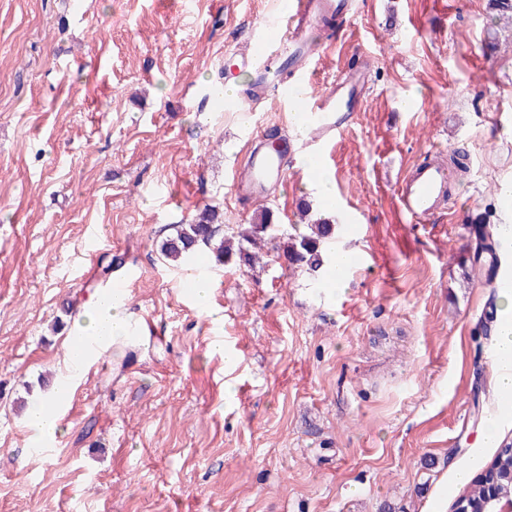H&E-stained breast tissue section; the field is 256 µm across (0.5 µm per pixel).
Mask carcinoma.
<instances>
[{
	"label": "carcinoma",
	"instance_id": "1",
	"mask_svg": "<svg viewBox=\"0 0 512 512\" xmlns=\"http://www.w3.org/2000/svg\"><path fill=\"white\" fill-rule=\"evenodd\" d=\"M221 214L212 206L198 210L189 220L178 224L174 233L162 240L160 251L166 262L180 267L195 261L200 253L211 252L223 264L234 255L249 264L260 259L265 247L280 251L292 265L307 267L316 273L321 266L322 250L336 239L339 225L324 219L308 225V233L292 236L275 222L274 213L260 211L254 223L231 234H220ZM490 225L479 218L475 222L476 260L494 265L492 247L486 243ZM512 468V441L503 440L490 461L469 481L459 494L464 506L474 507L485 502L494 487L505 483L503 474Z\"/></svg>",
	"mask_w": 512,
	"mask_h": 512
}]
</instances>
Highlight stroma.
<instances>
[{"instance_id": "35a3bbf8", "label": "stroma", "mask_w": 512, "mask_h": 512, "mask_svg": "<svg viewBox=\"0 0 512 512\" xmlns=\"http://www.w3.org/2000/svg\"><path fill=\"white\" fill-rule=\"evenodd\" d=\"M352 5L311 78L371 64L327 168L336 245L367 261L334 292L275 252L200 262L213 318L160 254L173 225L207 205L227 231L265 205L289 229L301 201L323 212L294 153L266 201L232 191L251 145L292 134L288 98L208 93L245 83L225 58L281 0H0V512H425L492 457L486 419L512 438L486 360L497 291L468 232L500 222L512 181V20L492 0ZM440 151L471 171L449 209L409 222L396 183ZM121 282L145 340L71 378L78 319ZM47 397L63 433L41 455L26 405Z\"/></svg>"}]
</instances>
